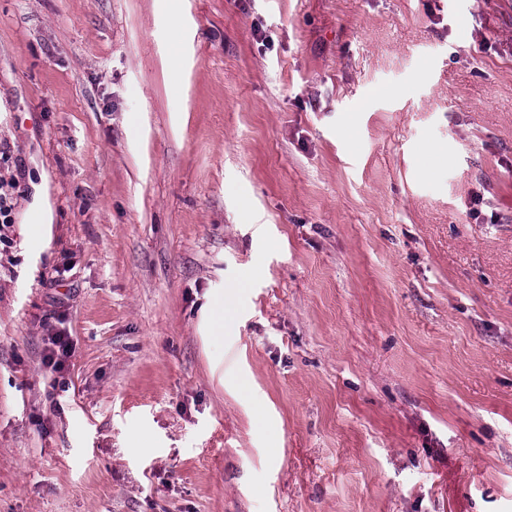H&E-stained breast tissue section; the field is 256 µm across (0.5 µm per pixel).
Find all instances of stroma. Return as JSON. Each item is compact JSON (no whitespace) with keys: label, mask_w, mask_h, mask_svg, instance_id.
<instances>
[{"label":"stroma","mask_w":512,"mask_h":512,"mask_svg":"<svg viewBox=\"0 0 512 512\" xmlns=\"http://www.w3.org/2000/svg\"><path fill=\"white\" fill-rule=\"evenodd\" d=\"M0 146V512H512V0H0ZM11 181L0 178V238L2 232L9 228L14 222V189ZM238 286L227 287L224 294L215 299L208 309L207 320L211 334L224 333V315L229 317L235 310ZM51 344L54 347L51 349L50 354L46 356L45 365L50 366L54 370H58L63 366V359L70 356L72 344L68 336L61 334L51 336Z\"/></svg>","instance_id":"1"}]
</instances>
